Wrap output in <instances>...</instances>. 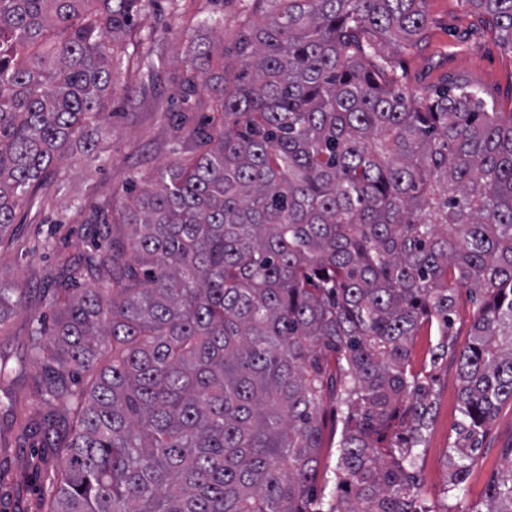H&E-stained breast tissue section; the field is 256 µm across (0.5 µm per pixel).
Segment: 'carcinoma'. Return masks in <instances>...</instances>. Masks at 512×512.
<instances>
[{
    "instance_id": "carcinoma-1",
    "label": "carcinoma",
    "mask_w": 512,
    "mask_h": 512,
    "mask_svg": "<svg viewBox=\"0 0 512 512\" xmlns=\"http://www.w3.org/2000/svg\"><path fill=\"white\" fill-rule=\"evenodd\" d=\"M269 2L239 71L191 42L182 93L220 125L125 200L78 208L92 234L50 275L52 336L39 321L27 359L0 353V407L29 361L38 402L73 407L38 512H438L415 465L462 289L477 308L446 497L512 401V112L471 85L403 88L424 0ZM467 2L512 48V0ZM149 3L0 0V240L70 147L95 150L112 91L161 82L159 41L136 51ZM23 300L0 281V334ZM467 512H512V447ZM322 449V462L318 473L319 486L326 483V493L332 492L336 487V446Z\"/></svg>"
}]
</instances>
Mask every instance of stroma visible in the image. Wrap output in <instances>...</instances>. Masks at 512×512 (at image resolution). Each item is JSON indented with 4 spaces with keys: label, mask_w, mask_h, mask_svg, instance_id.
Returning <instances> with one entry per match:
<instances>
[{
    "label": "stroma",
    "mask_w": 512,
    "mask_h": 512,
    "mask_svg": "<svg viewBox=\"0 0 512 512\" xmlns=\"http://www.w3.org/2000/svg\"><path fill=\"white\" fill-rule=\"evenodd\" d=\"M426 38L415 52L404 58L405 85L413 92H432L446 85H475L504 112H512V51L504 48L484 18L473 12L467 0H426ZM269 11L266 0H153L152 6L136 17L142 34L161 36L164 76L153 90L129 105L122 92L112 98V132L99 140L96 155L72 148L62 162L63 172L40 210L19 211L4 241L0 242V279L25 291L26 303L12 319L8 335H0V351L22 358L27 354L32 321L49 314L48 274L58 257L74 254L87 229L70 223L76 204L105 196L123 197L132 183H145L159 167L180 157L189 128L206 123L213 114L184 101L181 77L186 70L192 38L208 36L204 19L224 25V60L235 64V43L244 19L260 20ZM182 110V123L168 120L171 110ZM40 370L29 366L25 377L15 383L22 403L16 414L0 410V468L8 478L0 482V512H32L38 497L49 484L61 455L49 456L46 471L15 474L31 449L41 447V438L21 442L19 426L32 412L31 399ZM437 392L436 415L425 433L419 466L424 489L434 501H442L448 481L447 448L460 417L461 386L455 359L442 362L434 373ZM512 446V403H504L488 425L483 440V462L475 467L463 499L448 503L450 512H460L463 503L483 500L492 471L503 448Z\"/></svg>",
    "instance_id": "stroma-1"
}]
</instances>
